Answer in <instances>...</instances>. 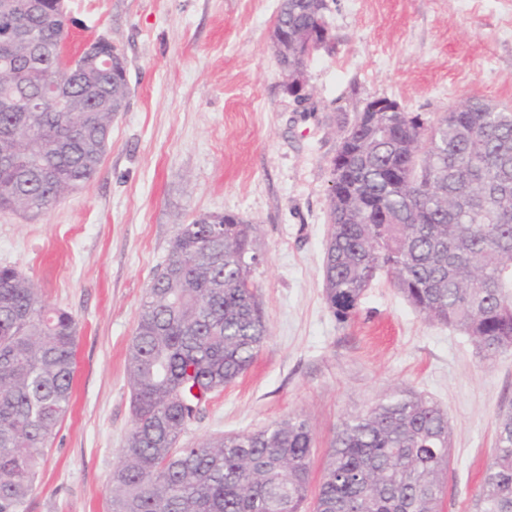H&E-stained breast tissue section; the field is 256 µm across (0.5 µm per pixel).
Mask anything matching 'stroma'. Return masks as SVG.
<instances>
[{
	"label": "stroma",
	"instance_id": "stroma-1",
	"mask_svg": "<svg viewBox=\"0 0 512 512\" xmlns=\"http://www.w3.org/2000/svg\"><path fill=\"white\" fill-rule=\"evenodd\" d=\"M327 3L333 48L307 66L305 112L269 40L279 0H67L70 51L110 40L130 94L89 185L37 217L0 213V265L78 322L73 407L22 512H108L132 426L125 360L141 299L178 225L205 213L256 225L269 337L183 442L301 412L322 453L343 419L410 387L448 413L446 512H472L495 418L512 403V355L484 366L464 334L424 321L383 278L339 324L322 263L338 120L374 97L425 116L466 99L512 106V0Z\"/></svg>",
	"mask_w": 512,
	"mask_h": 512
}]
</instances>
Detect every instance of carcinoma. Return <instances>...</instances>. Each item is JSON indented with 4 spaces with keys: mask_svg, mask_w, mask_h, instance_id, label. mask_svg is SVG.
<instances>
[{
    "mask_svg": "<svg viewBox=\"0 0 512 512\" xmlns=\"http://www.w3.org/2000/svg\"><path fill=\"white\" fill-rule=\"evenodd\" d=\"M27 19L43 41L0 38V212L45 213L99 173L127 81L101 65H62L57 0ZM322 18L284 0L288 34ZM71 88L65 108L49 81ZM35 101L36 110L23 109ZM322 281L351 320L380 275L424 320L462 332L485 364L512 353V108L359 112L340 126ZM180 224L141 300L126 357L133 423L109 480L110 512H444L448 413L410 388L344 419L310 490L316 434L302 413L253 432L183 445L202 410L193 388L233 384L269 336L252 278L256 226L235 214ZM77 320L28 277L0 266V512H20L71 406ZM474 512H512V404Z\"/></svg>",
    "mask_w": 512,
    "mask_h": 512,
    "instance_id": "carcinoma-1",
    "label": "carcinoma"
}]
</instances>
